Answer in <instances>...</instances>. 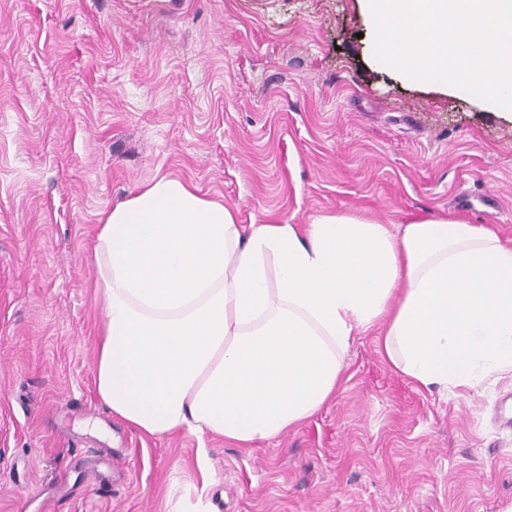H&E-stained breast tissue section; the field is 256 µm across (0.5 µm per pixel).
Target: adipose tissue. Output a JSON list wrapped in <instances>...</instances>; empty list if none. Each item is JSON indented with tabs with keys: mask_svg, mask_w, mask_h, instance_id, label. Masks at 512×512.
Returning a JSON list of instances; mask_svg holds the SVG:
<instances>
[{
	"mask_svg": "<svg viewBox=\"0 0 512 512\" xmlns=\"http://www.w3.org/2000/svg\"><path fill=\"white\" fill-rule=\"evenodd\" d=\"M94 259L96 394L148 436L272 440L335 396L343 353L379 321L388 363L424 389L512 369V246L488 226L333 214L246 230L162 177L103 215Z\"/></svg>",
	"mask_w": 512,
	"mask_h": 512,
	"instance_id": "1",
	"label": "adipose tissue"
}]
</instances>
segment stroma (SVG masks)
<instances>
[{
	"instance_id": "1",
	"label": "stroma",
	"mask_w": 512,
	"mask_h": 512,
	"mask_svg": "<svg viewBox=\"0 0 512 512\" xmlns=\"http://www.w3.org/2000/svg\"><path fill=\"white\" fill-rule=\"evenodd\" d=\"M360 0H0V512H512V371L417 387L376 323L241 448L94 387L103 213L160 177L239 223L448 217L512 244V116L377 68Z\"/></svg>"
}]
</instances>
